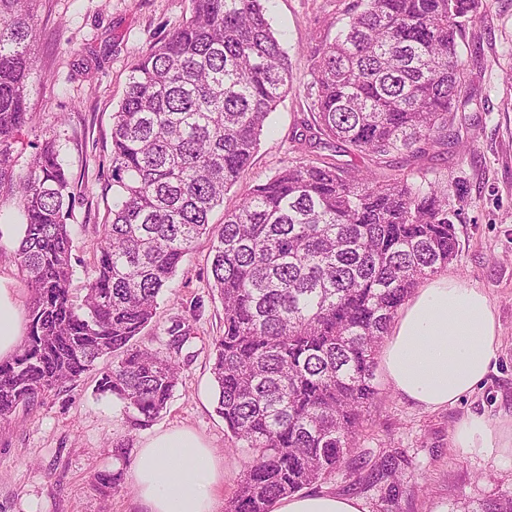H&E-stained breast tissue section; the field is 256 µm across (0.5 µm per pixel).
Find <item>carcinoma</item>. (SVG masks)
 <instances>
[{"label": "carcinoma", "mask_w": 512, "mask_h": 512, "mask_svg": "<svg viewBox=\"0 0 512 512\" xmlns=\"http://www.w3.org/2000/svg\"><path fill=\"white\" fill-rule=\"evenodd\" d=\"M38 2L0 0V196L23 203L16 256L31 294L26 336L0 361V420L104 359L112 366L97 390L138 425L159 417L193 326L171 320L163 354L132 341L205 236L224 320L212 352L216 411L227 439L252 451L225 512H270L346 463L378 394L377 353L398 308L457 254L461 212L448 207V188L425 170L412 181L388 169L473 143L466 113L478 89L457 39L485 4L352 0L344 28L313 52L307 95L317 119L290 138L303 157L245 190L216 229L209 214L251 164L292 74L266 0H190L189 16L129 67L112 114V208L78 304L67 223L77 197L56 135L44 132L33 159L14 169L36 116ZM360 480L384 506L398 502L395 457ZM472 512H512V495Z\"/></svg>", "instance_id": "1"}]
</instances>
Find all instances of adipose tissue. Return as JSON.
<instances>
[{"instance_id": "ef3b65f1", "label": "adipose tissue", "mask_w": 512, "mask_h": 512, "mask_svg": "<svg viewBox=\"0 0 512 512\" xmlns=\"http://www.w3.org/2000/svg\"><path fill=\"white\" fill-rule=\"evenodd\" d=\"M23 338L15 289L0 279V359L10 358ZM495 309L468 281L441 276L406 301L380 354L385 381L427 410L456 405L486 378L498 358ZM453 445L464 455H512V419L471 413L457 425ZM224 464L195 432L176 428L151 437L132 464L143 512H215ZM273 512H362L354 498L331 494L292 496Z\"/></svg>"}]
</instances>
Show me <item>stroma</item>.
I'll use <instances>...</instances> for the list:
<instances>
[{"instance_id":"35a3bbf8","label":"stroma","mask_w":512,"mask_h":512,"mask_svg":"<svg viewBox=\"0 0 512 512\" xmlns=\"http://www.w3.org/2000/svg\"><path fill=\"white\" fill-rule=\"evenodd\" d=\"M349 2L269 0L268 18L288 54L293 88L271 113L269 134L223 206L210 214V224L223 223L225 208L236 204L243 190L265 182L291 160L292 130L316 119L307 96L311 50L335 36ZM486 3L485 19L470 24L458 46L470 78L486 90L474 115V145L420 165L429 179L447 185L451 207L461 212L456 223L460 249L446 272L488 296L498 320L499 356L472 395L436 411L415 406L379 382L351 458L367 469L381 456L396 457L404 483L393 512H462L490 495L512 494L511 456L462 455L452 446L453 431L466 414L512 418V0ZM189 11L190 0L41 2L30 107L40 129L54 130L81 197L69 219L76 258L74 295H83L94 276L95 228L112 203V114L123 96L128 68ZM0 225L7 228L0 235V277L10 281L26 309L30 293L15 259L23 234L17 197H0ZM208 255L209 241L200 239L137 340L140 347L161 349V331L175 316L194 328L193 355L184 362L167 410L146 426H131L122 403L96 393L91 376L44 394L32 411L17 410L10 421H0V512H139L130 477L105 492L97 490L94 477L104 470L127 471L136 449L150 436L175 428L195 431L223 460L218 505L234 495L251 452L225 439L224 420L215 410L211 353L224 327L222 305L209 285ZM308 491L352 497L363 512H381L377 490L359 484L346 467Z\"/></svg>"}]
</instances>
